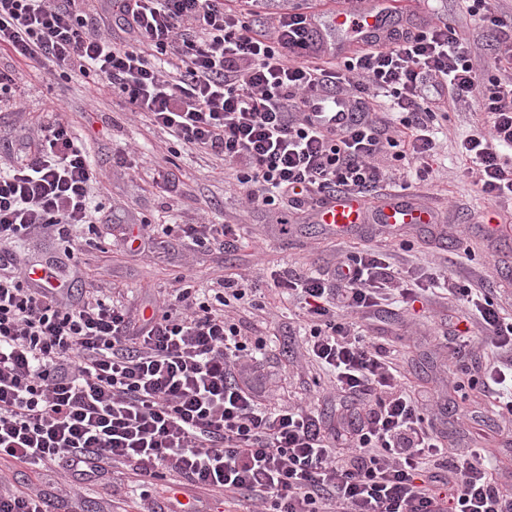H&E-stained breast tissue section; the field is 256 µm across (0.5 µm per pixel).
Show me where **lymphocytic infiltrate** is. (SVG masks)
Here are the masks:
<instances>
[{
    "instance_id": "obj_1",
    "label": "lymphocytic infiltrate",
    "mask_w": 512,
    "mask_h": 512,
    "mask_svg": "<svg viewBox=\"0 0 512 512\" xmlns=\"http://www.w3.org/2000/svg\"><path fill=\"white\" fill-rule=\"evenodd\" d=\"M83 2L0 0V53L26 65L46 59L61 79L112 90L180 144L231 166L250 202L310 216L336 195L366 196L392 180L391 149L431 156L449 110L471 99L489 129L466 136L459 152L483 194L512 201V19L488 0L467 8L499 36L481 71L447 24L390 31L332 68L311 15L282 12L259 31L224 0H105L93 25ZM430 80L438 98L425 93ZM316 99L341 102L350 124L316 126ZM96 185L58 112L33 151L0 165L1 457L60 464L77 481L105 460L132 467L168 495L169 508L153 512H203L196 499L179 500L185 484L221 488L257 512H512L484 449L448 445L387 348L364 334L359 316L419 295L379 254L273 281L299 299L301 343L333 389L362 399L364 418L340 447L313 403L263 399L242 380L265 356L238 315L256 302L252 276L213 291L173 289L149 315L98 297L74 306L62 286L32 285L11 245L94 224ZM459 294L474 314L455 328L452 353L468 359L475 333L485 336L495 360L481 382L494 416L512 423V322L484 289ZM64 506L59 495L0 491V512Z\"/></svg>"
}]
</instances>
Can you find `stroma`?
Returning <instances> with one entry per match:
<instances>
[{"instance_id": "35a3bbf8", "label": "stroma", "mask_w": 512, "mask_h": 512, "mask_svg": "<svg viewBox=\"0 0 512 512\" xmlns=\"http://www.w3.org/2000/svg\"><path fill=\"white\" fill-rule=\"evenodd\" d=\"M392 2L394 20L448 22L469 39L476 67L492 59L494 38L468 15L465 0H436L431 7L414 6L409 0ZM0 69L14 71L24 97L18 109L0 104V162L27 151L47 113L60 109L99 172L96 199L103 206V222L96 234L84 230L75 241L77 261L66 271L69 290L64 296L70 304H81L100 291L135 308L149 307L167 296L182 273L191 275L195 287L215 288L225 274L240 269L266 278L286 269L317 271L333 264L338 255L362 249L383 254L395 271L422 281L440 270L459 284L478 282L491 292L512 286V202L484 195L458 152L459 141L479 124L476 103L449 113L447 135L430 162L433 174L428 180L408 177L382 189L386 195L406 190L417 204L438 213L440 223L408 224L398 236L369 226L362 234L339 238L309 220L276 230L275 213L245 203L222 161L178 146L148 117L128 114L108 89L54 80L49 65L19 66L4 54ZM489 215L500 227L492 236L485 230ZM145 218L158 227L235 224L240 237L229 249L213 242L198 247L173 232L129 250L127 242L141 234ZM298 312V303L290 300L244 313L247 325L265 334L271 346L249 377L258 390L294 399L315 394L319 370L288 334V322ZM463 313L455 298L433 297L422 315L396 307L380 312L369 331L389 343L413 389L428 392L434 403L449 404L451 415L468 416L482 429L478 443L497 457L499 479L507 485L512 483V447L505 443L502 423L491 414L482 390L460 394L448 382L451 320ZM0 475L14 486L48 494L72 484L65 473L39 474L8 458L0 459ZM133 479L128 468L107 464L99 477L76 484L78 512H141L139 499L120 494Z\"/></svg>"}]
</instances>
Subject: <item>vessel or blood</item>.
Wrapping results in <instances>:
<instances>
[{"label": "vessel or blood", "mask_w": 512, "mask_h": 512, "mask_svg": "<svg viewBox=\"0 0 512 512\" xmlns=\"http://www.w3.org/2000/svg\"><path fill=\"white\" fill-rule=\"evenodd\" d=\"M389 15V0H358L356 7L339 8L318 34L327 41L344 35L372 41L383 34ZM314 221L343 232L357 224H427L431 217L404 194L382 201L372 212L359 198L339 195L319 207Z\"/></svg>", "instance_id": "obj_1"}]
</instances>
